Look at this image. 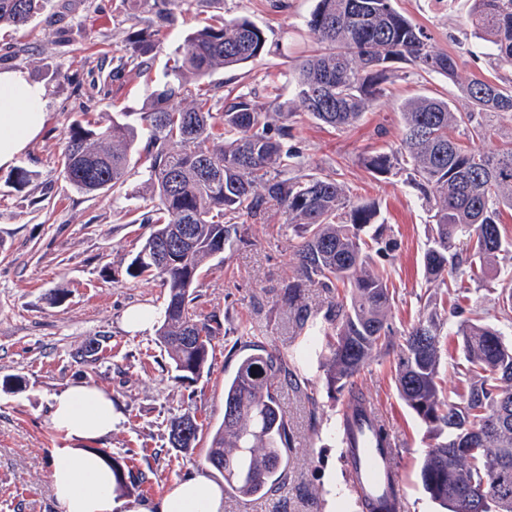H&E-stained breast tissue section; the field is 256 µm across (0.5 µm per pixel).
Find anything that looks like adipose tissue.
<instances>
[{
  "mask_svg": "<svg viewBox=\"0 0 512 512\" xmlns=\"http://www.w3.org/2000/svg\"><path fill=\"white\" fill-rule=\"evenodd\" d=\"M45 95L26 71L0 70V169L14 166L42 132ZM119 421L111 394L97 386L75 383L53 395L49 424L64 442L49 474L59 512H224L222 487L202 475L175 481L158 500L119 498L111 466L87 447Z\"/></svg>",
  "mask_w": 512,
  "mask_h": 512,
  "instance_id": "1",
  "label": "adipose tissue"
}]
</instances>
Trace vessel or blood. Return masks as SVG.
Returning a JSON list of instances; mask_svg holds the SVG:
<instances>
[{
    "label": "vessel or blood",
    "instance_id": "obj_1",
    "mask_svg": "<svg viewBox=\"0 0 512 512\" xmlns=\"http://www.w3.org/2000/svg\"><path fill=\"white\" fill-rule=\"evenodd\" d=\"M379 423L375 407H368L363 421L357 422L343 437L344 464L351 477V490L362 502L393 499L396 512H404L403 477L393 462L394 447L379 445L375 432Z\"/></svg>",
    "mask_w": 512,
    "mask_h": 512
}]
</instances>
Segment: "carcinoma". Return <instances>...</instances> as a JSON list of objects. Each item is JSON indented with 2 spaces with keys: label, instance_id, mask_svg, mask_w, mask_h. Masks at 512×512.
I'll return each instance as SVG.
<instances>
[{
  "label": "carcinoma",
  "instance_id": "cac0c4a2",
  "mask_svg": "<svg viewBox=\"0 0 512 512\" xmlns=\"http://www.w3.org/2000/svg\"><path fill=\"white\" fill-rule=\"evenodd\" d=\"M49 0H0V26L24 27L40 18L55 22ZM130 9L150 6L154 19L132 33L131 53L145 57L159 46L158 33L174 25L179 0H127ZM468 24L488 43L495 66L512 69V0H472ZM315 44L294 76L297 109L335 129L357 124L386 96L392 64L409 61L428 75L459 79V64L440 50L393 0H317L306 23ZM267 39L247 19H210L188 32L181 60L148 93L140 124L118 114L104 121L75 120L62 151L65 178L78 191L101 194L121 188L141 138L146 191L153 202L152 230L128 265L133 279L158 277L167 288L158 342L177 381L201 377L216 328L195 310L200 271L222 263L224 250L240 240L225 217L264 223L270 206L296 227L297 278L283 299L296 325L313 335L334 336L325 358L327 383L348 387L347 405L368 397L353 378L381 351L393 354L401 400L426 424L433 443L422 461L424 491L446 512H512V344L475 319L456 325L467 392L455 399L440 383L444 322L435 313L418 318L400 335L391 323L390 274L373 254L385 250L386 227L375 223L376 205L354 202L331 174L305 173L298 152L282 140L294 112H266L245 94L227 98L214 111L213 96L184 97L186 82L206 81L218 71L261 60ZM322 85L319 104L310 102ZM468 102L416 94L397 102L399 144L363 157L373 176L399 170L432 212L431 240L424 253L425 280L433 287L477 270L504 274L500 310L512 314V238L502 225L512 210V139L483 147L495 122L512 124V79L471 75L461 84ZM329 292L342 286L323 318L302 301V289ZM286 371L275 350L245 354L224 380V419L213 429L207 459L235 494L255 497L275 485L288 425L274 380ZM175 448H194L199 425L184 413L170 421Z\"/></svg>",
  "mask_w": 512,
  "mask_h": 512
}]
</instances>
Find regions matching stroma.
Returning <instances> with one entry per match:
<instances>
[{
  "instance_id": "1",
  "label": "stroma",
  "mask_w": 512,
  "mask_h": 512,
  "mask_svg": "<svg viewBox=\"0 0 512 512\" xmlns=\"http://www.w3.org/2000/svg\"><path fill=\"white\" fill-rule=\"evenodd\" d=\"M317 0H181L173 27L160 48L133 57L129 35L145 27L148 14L130 17L123 0H51L54 25L0 28V69L27 71L46 90L47 123L20 158L33 171L24 189L13 188L0 170V512H57L49 481L51 451L62 441L48 425L51 397L84 381L112 395L121 420L96 450L123 457L143 480L136 499H158L172 482L203 475L222 477L208 463L210 434L224 418V379L239 355L262 346L280 352L292 372L275 389L288 423L290 448L280 465L281 481L263 497L244 501L224 496V512H360L348 489L341 459L339 412L347 393L328 388L322 367L329 339L298 331L281 300L296 275L294 233L277 207L265 223L241 227V241L223 263L200 274L195 305L215 319L207 373L174 381L156 334L130 335L122 327L133 306L162 307L160 279L136 281L127 274L133 254L151 231L152 208L143 187L142 163L131 162L124 186L109 194H85L61 173L64 137L73 119L116 112L138 121L151 86L177 56L186 32L213 15L247 18L267 38L268 52L255 63L214 76L213 94L251 93L268 111L294 99L293 76L307 50L306 22ZM397 10L423 27L435 46L455 54L461 76L497 71L486 42L470 34L469 0H395ZM394 97L425 90L462 99L459 85L395 63L387 84ZM287 147L299 151L307 170L335 173L352 200L375 203L380 223L396 247L376 256L396 286L392 323L403 331L430 311L457 308L462 319L482 316L512 342V321L500 312L499 276L463 280L465 298L447 288H426L422 255L430 234L429 213L417 189L401 175L374 177L362 158L397 143L400 118L390 101L379 102L354 127L335 130L302 116L291 120ZM64 289L55 298L56 289ZM93 360L76 359L84 346ZM374 402L385 430L398 444L395 462L407 490L406 512H438L422 488L419 468L432 442L425 424L399 399L393 358L380 355L355 379ZM195 415L202 426L196 447L168 441L172 417ZM335 483L328 500L327 483Z\"/></svg>"
}]
</instances>
